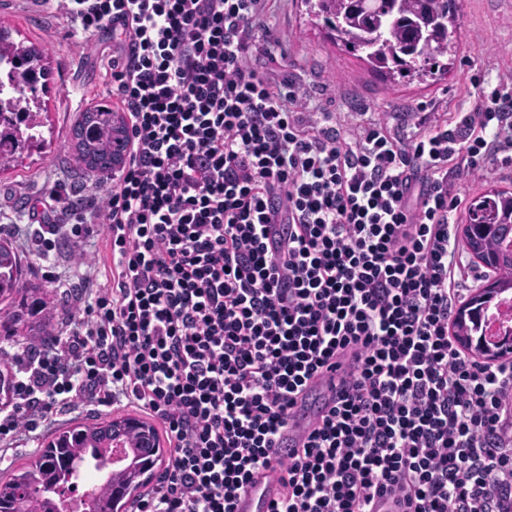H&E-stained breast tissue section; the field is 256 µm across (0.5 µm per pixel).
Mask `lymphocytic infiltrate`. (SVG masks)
I'll list each match as a JSON object with an SVG mask.
<instances>
[{"label":"lymphocytic infiltrate","instance_id":"obj_1","mask_svg":"<svg viewBox=\"0 0 512 512\" xmlns=\"http://www.w3.org/2000/svg\"><path fill=\"white\" fill-rule=\"evenodd\" d=\"M268 0H59L115 31L112 96L130 151L96 192L58 181L30 237L96 224L107 287L76 283L67 336L18 360L0 439L87 400L158 422L171 457L138 512H235L277 465L270 512H512V360L467 355L449 324L461 199L449 171L512 169V83L426 131L346 141L301 85L249 65ZM353 369L302 447L276 440L325 369Z\"/></svg>","mask_w":512,"mask_h":512}]
</instances>
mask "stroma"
Returning <instances> with one entry per match:
<instances>
[{"instance_id":"stroma-1","label":"stroma","mask_w":512,"mask_h":512,"mask_svg":"<svg viewBox=\"0 0 512 512\" xmlns=\"http://www.w3.org/2000/svg\"><path fill=\"white\" fill-rule=\"evenodd\" d=\"M460 47L448 76L437 82L389 81L375 75L356 55L336 46L323 21L308 14L303 0H269L266 24L274 38L272 57L252 58V67L263 76L292 75L313 97L314 120L324 113L336 116L343 137L356 134L370 122L395 124L404 113L434 128L472 111L478 88L493 89L512 78V0H462ZM0 25L11 27L13 41L43 48L49 70L41 96L45 145L41 152L23 158L15 168L0 173V216L24 224L38 206L48 185L56 180L91 184L93 172L71 143V130L84 112L111 105L112 81L108 62L118 54L119 39L85 41L74 27L60 22L54 4L35 7L25 0H0ZM492 189L512 191V170L488 168L476 176L454 181L463 200L454 217L465 224L473 199ZM0 243L14 249L26 279L41 283L49 301L59 308L60 280L92 279L97 274L94 255L101 245L88 234L86 256L73 260L69 248L59 246L46 259L32 255L30 241L0 236ZM123 406L93 410L85 402L58 416L54 425L38 429L36 436L0 443V477L26 463L39 452L56 430L75 421H100L129 415Z\"/></svg>"}]
</instances>
